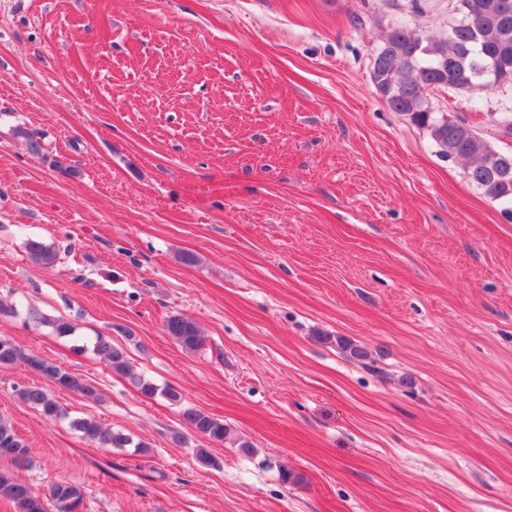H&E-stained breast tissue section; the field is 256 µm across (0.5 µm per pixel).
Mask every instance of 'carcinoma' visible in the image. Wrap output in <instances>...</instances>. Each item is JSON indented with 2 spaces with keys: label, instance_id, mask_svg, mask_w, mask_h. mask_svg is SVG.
Returning <instances> with one entry per match:
<instances>
[{
  "label": "carcinoma",
  "instance_id": "1",
  "mask_svg": "<svg viewBox=\"0 0 512 512\" xmlns=\"http://www.w3.org/2000/svg\"><path fill=\"white\" fill-rule=\"evenodd\" d=\"M457 18L448 25V35L421 38L405 24L393 26L374 56L371 82L385 105L405 116L424 130L439 152L449 159L466 162V177L484 196L512 205V152H505L485 140L460 119L438 124L433 110L432 92L469 93L496 87H512V0H456ZM29 257L37 264L52 266L58 250L37 238L26 241ZM27 319L48 324L62 337L75 335L76 326L64 319L51 318L34 307L27 309ZM165 330L183 348L194 351L203 345L199 327L179 315L168 317ZM339 349L358 361L370 359V352L345 337H336ZM93 351L111 370L127 379L147 396L163 394L173 402L181 395L168 387L162 391L133 371L126 350L112 343L108 336H97ZM23 362L29 369L60 388L98 399L97 387L63 367L37 356L27 355L9 336H0V364ZM20 399L53 420L66 413L54 397L40 385L18 390ZM185 426L212 441L230 437L224 421L199 409L182 410ZM71 426L81 437L107 448L131 446L146 452L147 445L114 431L91 417L75 418ZM10 458L13 469L0 470V498L13 505L14 512H81L84 493L80 486L57 482L42 495L35 491L19 471L28 468L30 448L16 432L13 423L0 415V457Z\"/></svg>",
  "mask_w": 512,
  "mask_h": 512
}]
</instances>
